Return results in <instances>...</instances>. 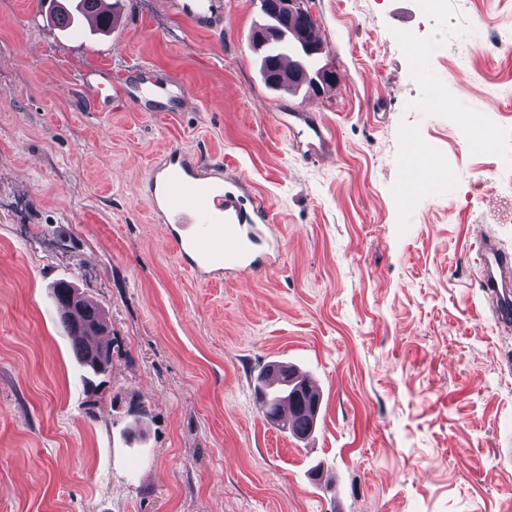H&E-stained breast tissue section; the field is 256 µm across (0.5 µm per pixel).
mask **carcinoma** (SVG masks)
Masks as SVG:
<instances>
[{
  "label": "carcinoma",
  "mask_w": 512,
  "mask_h": 512,
  "mask_svg": "<svg viewBox=\"0 0 512 512\" xmlns=\"http://www.w3.org/2000/svg\"><path fill=\"white\" fill-rule=\"evenodd\" d=\"M97 0H78L73 8L59 6L53 16L61 25L75 23L79 16L89 17ZM260 10L266 23L259 28L274 29L280 38L273 41L264 50L260 68L265 85L272 90L291 89L293 84L312 87L308 74L314 72L315 61L309 55L289 51L293 55V68L277 69L276 59L283 55L290 40H301L313 26L311 15L307 12L283 16L276 11V0H260ZM76 291L67 281H60L52 287V297L62 309L61 324L68 333L75 358L85 369L86 387L93 391L97 388L99 377L93 365V359L101 350L112 351L111 345L97 340L100 330L107 328V320L101 306L84 298L80 305L70 304V296ZM278 370L269 375L270 366H265L254 377V390L264 409L266 419L282 425L292 436L308 437L315 429L316 418L312 407L318 405L320 398L309 392L308 380L292 366L277 364Z\"/></svg>",
  "instance_id": "carcinoma-1"
}]
</instances>
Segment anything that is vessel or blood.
Returning a JSON list of instances; mask_svg holds the SVG:
<instances>
[{"mask_svg": "<svg viewBox=\"0 0 512 512\" xmlns=\"http://www.w3.org/2000/svg\"><path fill=\"white\" fill-rule=\"evenodd\" d=\"M171 6L196 23L224 20L223 0H171ZM133 73V103L179 99L185 92L177 80L158 83L148 67H135ZM288 130L294 139L305 140L302 157L308 162L319 161L334 145L332 128L309 112L294 113ZM149 207L165 225L183 269L197 278L239 279L267 261L259 248L264 228L273 221L266 201L245 195L240 179L205 170L200 158L185 149L171 148L153 166ZM478 272L487 313L501 333L511 334L512 251L485 235Z\"/></svg>", "mask_w": 512, "mask_h": 512, "instance_id": "vessel-or-blood-1", "label": "vessel or blood"}]
</instances>
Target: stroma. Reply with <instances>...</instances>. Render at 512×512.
Returning a JSON list of instances; mask_svg holds the SVG:
<instances>
[{
  "instance_id": "stroma-1",
  "label": "stroma",
  "mask_w": 512,
  "mask_h": 512,
  "mask_svg": "<svg viewBox=\"0 0 512 512\" xmlns=\"http://www.w3.org/2000/svg\"><path fill=\"white\" fill-rule=\"evenodd\" d=\"M302 5L335 81L293 94L262 81L259 0L206 30L125 0L101 34L0 0V512H512V340L476 277L481 232L512 247V0ZM142 64L183 83L174 111L125 98ZM289 112L331 125L330 158L301 159ZM413 136L448 161L429 195L407 194ZM171 147L268 200L272 269L183 271L147 205ZM59 280L107 315L93 393ZM270 362L320 378L310 438L264 419Z\"/></svg>"
}]
</instances>
